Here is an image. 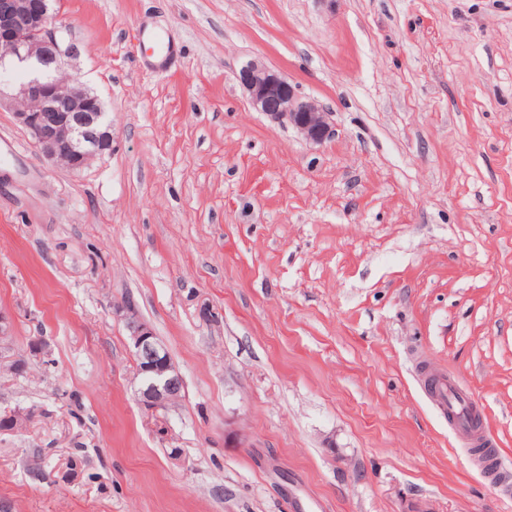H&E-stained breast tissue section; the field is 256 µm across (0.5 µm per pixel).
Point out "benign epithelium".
<instances>
[{"label": "benign epithelium", "mask_w": 512, "mask_h": 512, "mask_svg": "<svg viewBox=\"0 0 512 512\" xmlns=\"http://www.w3.org/2000/svg\"><path fill=\"white\" fill-rule=\"evenodd\" d=\"M52 0H0V66L13 61L30 71L11 95L18 122L50 161L78 170L112 148V124L101 99L71 81L68 70L77 55L62 46L52 24ZM239 79L252 106L272 122L291 125L320 144L334 135L329 113L295 94L288 82L256 60L246 62ZM135 349L141 404L165 408L177 401L182 379L166 347L131 304L119 308Z\"/></svg>", "instance_id": "1"}]
</instances>
